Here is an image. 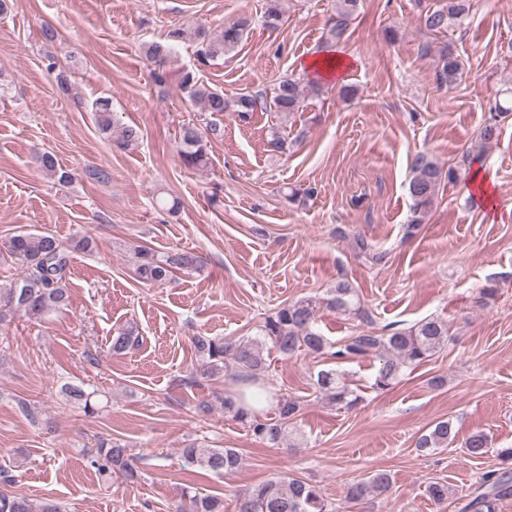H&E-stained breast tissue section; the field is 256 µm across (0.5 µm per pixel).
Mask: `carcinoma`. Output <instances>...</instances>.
Returning <instances> with one entry per match:
<instances>
[{"label": "carcinoma", "mask_w": 512, "mask_h": 512, "mask_svg": "<svg viewBox=\"0 0 512 512\" xmlns=\"http://www.w3.org/2000/svg\"><path fill=\"white\" fill-rule=\"evenodd\" d=\"M359 0H336V16L328 21L325 44L333 47L347 38L351 17L357 10ZM470 10V0H443V3L425 11L424 27L442 34L463 23ZM283 19L281 0H267L263 15L265 26L276 29ZM250 22L240 19L224 27L218 33L198 29L200 48L199 59L208 63L232 52L243 38ZM183 38V31L173 29L165 41H155L146 46L147 60L154 65V75L163 81L165 67L170 63L175 43ZM460 66L452 53L442 55V68L438 79L442 84L453 85L458 79ZM180 90L185 98L199 106L204 112L222 114L233 112L245 122L260 105V96L240 93L228 98L224 92L213 89L201 82L196 73L186 71L180 78ZM320 93L313 82L303 84L295 78H286L274 89L270 106L288 116L302 110L308 94ZM98 130L110 135L115 128L112 98L101 96L91 103ZM508 109L495 106V112L480 131V142L487 145L499 136L498 118ZM223 136V128L212 123L201 130L193 123L182 126L177 152L182 162L192 168H203L209 163L207 142ZM42 169L61 183H69L72 176L63 170L56 158L45 152L39 157ZM414 177L408 192L413 200L415 219L412 225L421 224L433 207L442 182H454L458 171L446 169L436 160L423 154L416 156L413 163ZM92 246L87 237L73 244H64L52 235L18 231L8 240L5 251H0V261L14 264L23 271L22 277L0 287V323L15 315L42 320L52 314L65 311L70 303L68 287L73 252L86 251ZM135 276L146 285H162L170 281L179 270L195 269L198 257L190 252H159L146 246L134 247ZM325 308L342 315L366 317L365 310L357 305L356 293L352 286L343 281L323 297L307 296L284 305L275 313L264 318L259 325L262 340H243L233 337L197 336L194 350L200 361V369L190 373L194 382L199 379L219 378L231 372L238 388L222 399L224 410L246 423L255 436L272 444H279L288 435L296 418L299 405L296 401L278 395L265 381L266 362L262 354L263 343L270 340L284 355L298 351L325 355L334 360H355L376 357L380 366L375 374L373 387L384 390L391 386L406 369L414 368L430 359L448 343V324L438 318L419 321L406 331H395L375 335L363 331L348 337L334 346L316 329V318L320 309ZM136 329L127 327L112 336L110 349L121 355L139 346ZM316 388L329 400L347 408L356 406L360 396L340 382L335 370H321L317 373ZM68 401L90 415L100 409L96 392L81 385L69 384L63 388ZM276 400V417L266 418L263 411L247 409V400L260 402L265 398ZM456 438L450 421L441 420L432 425L429 432L421 435L417 447L421 449L446 448ZM488 437L482 432L471 434L465 441L467 454L478 457L486 453ZM185 457L202 469L215 474L231 475L241 465L239 452L234 448H208L190 445L183 449ZM499 466L485 472L481 477L479 492L466 504L465 512H498L499 503L512 497V448L498 451ZM91 465L105 477L115 476L129 484L141 480L140 468L134 458L127 454V446L119 439H103L91 456ZM0 512H61L53 502L40 506L9 490L11 480L0 476ZM391 487L390 475L376 472L348 486L346 499L359 502L379 498ZM237 512H336L315 485L299 478L287 479L276 475L253 486L240 495L236 503ZM177 512H224V501L216 496L205 495L198 490H186Z\"/></svg>", "instance_id": "1"}]
</instances>
